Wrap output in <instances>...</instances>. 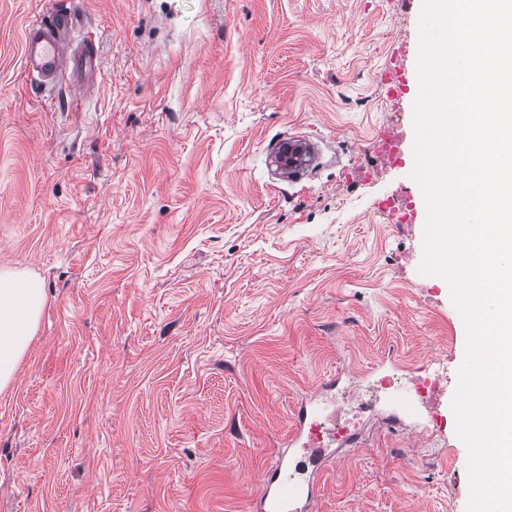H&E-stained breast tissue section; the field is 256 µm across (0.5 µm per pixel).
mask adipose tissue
Returning <instances> with one entry per match:
<instances>
[{"label":"adipose tissue","instance_id":"1","mask_svg":"<svg viewBox=\"0 0 512 512\" xmlns=\"http://www.w3.org/2000/svg\"><path fill=\"white\" fill-rule=\"evenodd\" d=\"M46 301L38 275L17 268H0V390L14 383Z\"/></svg>","mask_w":512,"mask_h":512}]
</instances>
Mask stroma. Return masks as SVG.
Instances as JSON below:
<instances>
[{"label": "stroma", "instance_id": "1", "mask_svg": "<svg viewBox=\"0 0 512 512\" xmlns=\"http://www.w3.org/2000/svg\"><path fill=\"white\" fill-rule=\"evenodd\" d=\"M72 13L95 89L37 84L24 29ZM401 0H0V267L47 303L0 391V512H252L304 399L397 369L443 379L433 424L371 421L309 512H466L451 400L466 330L418 272L422 222L367 170ZM312 137L299 182L270 162ZM377 211L396 218L400 224L406 223L412 218V200L405 201L403 195L391 194L377 199Z\"/></svg>", "mask_w": 512, "mask_h": 512}]
</instances>
